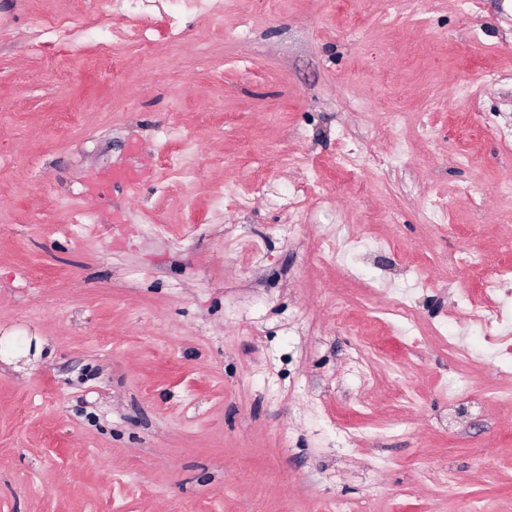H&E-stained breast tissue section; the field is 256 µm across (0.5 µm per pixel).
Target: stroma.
Here are the masks:
<instances>
[{"mask_svg": "<svg viewBox=\"0 0 512 512\" xmlns=\"http://www.w3.org/2000/svg\"><path fill=\"white\" fill-rule=\"evenodd\" d=\"M169 15L0 0V512H512V0ZM475 265H481L486 270V286L501 288L511 282L512 270L503 269L502 266L492 264L486 256H481L471 250L461 251L457 259L452 263L449 273L457 276L463 271Z\"/></svg>", "mask_w": 512, "mask_h": 512, "instance_id": "1", "label": "stroma"}]
</instances>
